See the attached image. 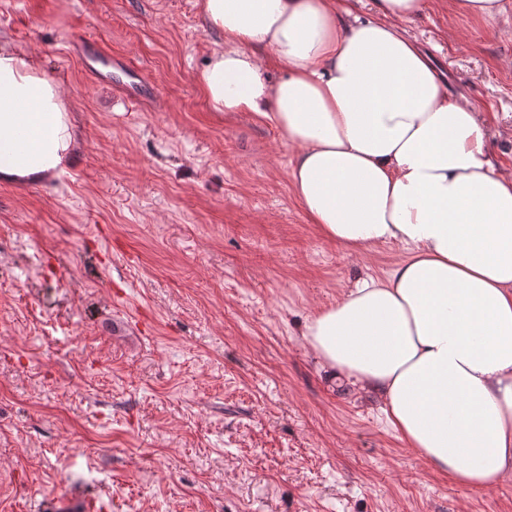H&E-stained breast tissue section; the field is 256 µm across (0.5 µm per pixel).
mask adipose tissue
<instances>
[{
	"label": "adipose tissue",
	"instance_id": "adipose-tissue-1",
	"mask_svg": "<svg viewBox=\"0 0 512 512\" xmlns=\"http://www.w3.org/2000/svg\"><path fill=\"white\" fill-rule=\"evenodd\" d=\"M224 40L197 76L215 112H249L294 145L292 190L325 238L396 244L318 310L303 337L332 374L380 394L398 438L461 485L512 476V176L477 109L453 98L403 22L427 0H199ZM286 70L276 84L264 64ZM74 124L59 84L0 50V181L64 171Z\"/></svg>",
	"mask_w": 512,
	"mask_h": 512
}]
</instances>
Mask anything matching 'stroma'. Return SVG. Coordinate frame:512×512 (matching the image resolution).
<instances>
[{"instance_id": "35a3bbf8", "label": "stroma", "mask_w": 512, "mask_h": 512, "mask_svg": "<svg viewBox=\"0 0 512 512\" xmlns=\"http://www.w3.org/2000/svg\"><path fill=\"white\" fill-rule=\"evenodd\" d=\"M405 28L512 175V8L491 31L428 0ZM73 36L146 98L87 78ZM2 44L60 84L80 146L0 181V512H512V479L436 472L302 338L403 251L324 238L282 134L209 109L196 0H0Z\"/></svg>"}]
</instances>
